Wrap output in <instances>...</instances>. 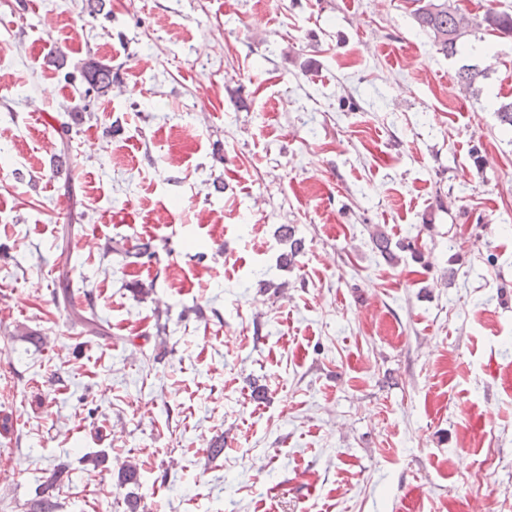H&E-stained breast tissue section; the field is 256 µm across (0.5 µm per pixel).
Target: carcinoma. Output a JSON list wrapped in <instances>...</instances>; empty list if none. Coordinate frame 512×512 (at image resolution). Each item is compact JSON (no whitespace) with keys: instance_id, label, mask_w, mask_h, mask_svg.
I'll return each instance as SVG.
<instances>
[{"instance_id":"obj_1","label":"carcinoma","mask_w":512,"mask_h":512,"mask_svg":"<svg viewBox=\"0 0 512 512\" xmlns=\"http://www.w3.org/2000/svg\"><path fill=\"white\" fill-rule=\"evenodd\" d=\"M416 8L413 17L420 28L427 31L433 38L437 50L453 57L459 52V44L468 35V29L482 30L492 35H512V13L494 8L486 9L483 14L472 19L460 13L459 8L448 3V0H414ZM80 73L86 84L87 91L99 96L106 95L112 86V66L94 59H89L80 67ZM479 73L468 66L459 69L457 83L478 95L475 82ZM62 472L55 471L42 483L41 492L31 504L29 512H54V492L59 489Z\"/></svg>"}]
</instances>
